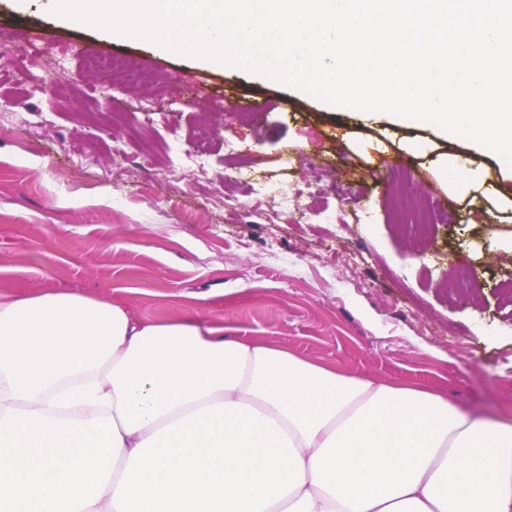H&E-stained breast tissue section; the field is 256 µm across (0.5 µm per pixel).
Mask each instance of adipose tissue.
Returning a JSON list of instances; mask_svg holds the SVG:
<instances>
[{"label": "adipose tissue", "instance_id": "ef3b65f1", "mask_svg": "<svg viewBox=\"0 0 512 512\" xmlns=\"http://www.w3.org/2000/svg\"><path fill=\"white\" fill-rule=\"evenodd\" d=\"M0 512H512V423L201 316L0 297Z\"/></svg>", "mask_w": 512, "mask_h": 512}]
</instances>
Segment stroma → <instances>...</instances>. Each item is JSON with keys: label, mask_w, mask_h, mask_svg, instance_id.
Returning <instances> with one entry per match:
<instances>
[{"label": "stroma", "mask_w": 512, "mask_h": 512, "mask_svg": "<svg viewBox=\"0 0 512 512\" xmlns=\"http://www.w3.org/2000/svg\"><path fill=\"white\" fill-rule=\"evenodd\" d=\"M0 27L28 72L23 83L0 73V297L56 290L122 302L150 321L200 315L231 335L512 423V307L499 287L512 273V176L492 157L477 163L495 170L498 193L476 200L432 165L463 141L365 126L277 81L161 54L150 40L61 22L38 5L20 12L0 0ZM34 42L137 57L152 75L141 95L178 88L195 104L113 122L103 71L73 58L67 80L46 84L54 60L30 56ZM117 140L136 142L140 157H116ZM243 162L274 223L235 207L230 178ZM403 168L406 192L457 223L426 232L394 223ZM284 184L312 193L322 209L314 223L277 219ZM461 258L480 282L465 292L455 287Z\"/></svg>", "instance_id": "35a3bbf8"}]
</instances>
